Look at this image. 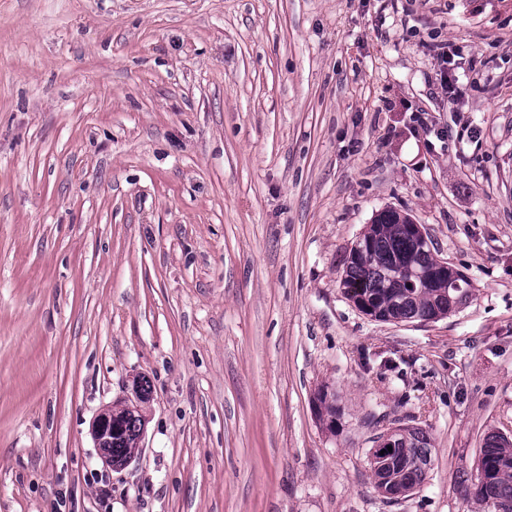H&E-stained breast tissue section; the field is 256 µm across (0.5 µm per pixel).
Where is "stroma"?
I'll use <instances>...</instances> for the list:
<instances>
[{"instance_id": "stroma-1", "label": "stroma", "mask_w": 512, "mask_h": 512, "mask_svg": "<svg viewBox=\"0 0 512 512\" xmlns=\"http://www.w3.org/2000/svg\"><path fill=\"white\" fill-rule=\"evenodd\" d=\"M390 207L469 278L456 313L345 292ZM139 375L112 470L91 423ZM400 423L432 466L391 501L369 458ZM494 432L512 0H0V512H494L459 479ZM133 390L137 402L139 404L142 403L146 398V395H144V393L138 388L136 380L133 381ZM137 402H135V404H126L124 407L132 414H136L138 412L136 416H128L126 410L124 408L120 409V406L108 407L99 412L92 422L91 435L95 447L98 449L101 459L108 467L116 470L126 467L138 451V448H140V441L145 425L144 418L140 415L141 406L137 404ZM112 411L118 415V417L123 421V424L120 419L112 416ZM143 425L144 428L140 434V430ZM123 428L124 431L122 435L116 437L112 442V437L120 434ZM135 445L136 451L132 456L135 450ZM108 448H110L112 454L108 451ZM112 460L125 461L118 464L114 463ZM315 399L321 413H323L322 410L325 411L329 428L331 430H335L336 422L342 416L341 409L336 403V393L329 391L328 387L326 386L318 390Z\"/></svg>"}]
</instances>
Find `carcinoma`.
<instances>
[{
	"mask_svg": "<svg viewBox=\"0 0 512 512\" xmlns=\"http://www.w3.org/2000/svg\"><path fill=\"white\" fill-rule=\"evenodd\" d=\"M410 216L388 208L377 214L372 224L352 247L342 281L350 298L371 306L378 320L402 322L445 317L467 297L470 281L458 282L443 275L431 280L421 273L438 267L428 244L410 235ZM318 408L325 411L328 426L336 429L342 416L336 393L323 387L316 395ZM123 421L122 435L112 442V459L132 456L136 439L144 425L141 415L129 416L125 409L112 408ZM392 451L374 453L370 467L376 488L393 500L421 485L430 469V440L421 429L398 425L391 437ZM475 497L494 506L512 504V441L492 433L481 449L474 476Z\"/></svg>",
	"mask_w": 512,
	"mask_h": 512,
	"instance_id": "1",
	"label": "carcinoma"
}]
</instances>
